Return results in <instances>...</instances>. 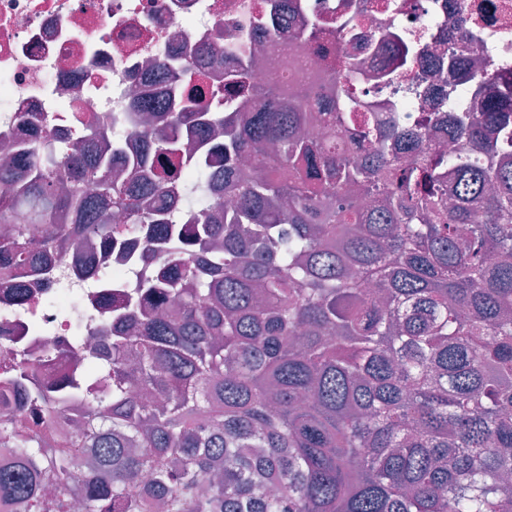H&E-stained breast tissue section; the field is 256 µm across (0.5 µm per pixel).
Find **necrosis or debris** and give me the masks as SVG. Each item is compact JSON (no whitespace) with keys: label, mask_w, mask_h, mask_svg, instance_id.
<instances>
[{"label":"necrosis or debris","mask_w":512,"mask_h":512,"mask_svg":"<svg viewBox=\"0 0 512 512\" xmlns=\"http://www.w3.org/2000/svg\"><path fill=\"white\" fill-rule=\"evenodd\" d=\"M304 21H317L320 36L312 45L289 47L281 38L275 0H0V163L14 155L21 140L42 143L59 137L84 145L89 127L128 112L133 96L159 98L165 86L153 62L159 51L184 53L209 41L231 48L263 24L252 64L255 83L309 80L349 60L362 73L348 82L350 93L377 104L387 119L395 104L402 123L428 128L436 150L451 153L462 142L446 126L428 123L433 108L415 99L416 86L433 95L470 83V59L484 57L503 64L512 80V61L501 60L512 47V0H495L493 15L482 16V0H306ZM355 17L347 37L337 21ZM413 34L422 47L419 65L407 77H394L398 45L391 22ZM136 247L108 249L86 238L70 250L53 280L27 276L24 283L0 274V366L18 352L41 360L55 377L77 371L54 364L56 352L72 343L69 325L59 310L43 304L50 287L81 293L92 315L110 312L128 295V275ZM111 272L97 278L100 268ZM25 286L28 303L14 305L17 286Z\"/></svg>","instance_id":"1"}]
</instances>
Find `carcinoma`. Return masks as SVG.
<instances>
[{
  "mask_svg": "<svg viewBox=\"0 0 512 512\" xmlns=\"http://www.w3.org/2000/svg\"><path fill=\"white\" fill-rule=\"evenodd\" d=\"M279 8L288 40L313 43L316 22L291 23L306 2ZM398 36L403 73L417 56ZM252 54L248 37L224 52V85L255 101L244 121L238 99L192 88L166 112L133 102L132 124L98 129L87 154L22 143L23 163L0 165V270L21 282L83 233L139 244L151 266L96 329L81 378L0 368V448L16 459L0 503L512 512V82L433 100L466 143L446 155L334 77L255 83ZM156 70L176 86L187 67L163 52ZM278 483L293 493L265 490Z\"/></svg>",
  "mask_w": 512,
  "mask_h": 512,
  "instance_id": "obj_1",
  "label": "carcinoma"
}]
</instances>
